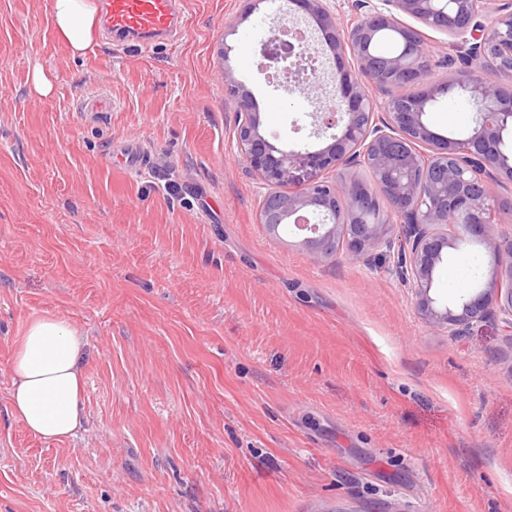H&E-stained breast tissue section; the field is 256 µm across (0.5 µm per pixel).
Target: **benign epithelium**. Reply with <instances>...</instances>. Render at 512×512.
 Returning <instances> with one entry per match:
<instances>
[{"instance_id":"1","label":"benign epithelium","mask_w":512,"mask_h":512,"mask_svg":"<svg viewBox=\"0 0 512 512\" xmlns=\"http://www.w3.org/2000/svg\"><path fill=\"white\" fill-rule=\"evenodd\" d=\"M314 26L321 45L336 62L328 84L317 87L325 100L312 113L319 146L285 149L263 133L261 112L251 91L224 67V106L237 116V147L258 179L272 188L263 201L260 222L278 235L282 224L310 213L300 246L319 263L345 252L361 259L383 244L385 228L397 216L408 226L410 263L403 275L412 285L417 307L433 327L452 329L482 319L496 305L512 326V237L494 222L492 212L512 213V198L494 195L499 177L512 180V0L500 4L492 23L494 0H354L353 20L343 25L328 0H290ZM408 16L448 34L460 49L464 71L443 74L419 94L394 96L391 89L425 83L439 63ZM384 30L397 33L394 52L380 56L375 45ZM261 47L278 62L300 59L309 48L282 42L284 53ZM351 56L356 69L342 65ZM493 68L500 80L484 78ZM462 102L475 114V126L461 137L434 132L426 114L436 103ZM362 163L381 189L388 208L379 207L369 187L358 180L330 181L326 174ZM290 182L288 193L277 187ZM477 242L492 258V276L468 296L440 300L432 294L434 275L448 250Z\"/></svg>"}]
</instances>
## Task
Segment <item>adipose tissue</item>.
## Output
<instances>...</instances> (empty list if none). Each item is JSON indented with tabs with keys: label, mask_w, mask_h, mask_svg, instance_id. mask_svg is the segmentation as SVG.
I'll return each instance as SVG.
<instances>
[{
	"label": "adipose tissue",
	"mask_w": 512,
	"mask_h": 512,
	"mask_svg": "<svg viewBox=\"0 0 512 512\" xmlns=\"http://www.w3.org/2000/svg\"><path fill=\"white\" fill-rule=\"evenodd\" d=\"M51 19L72 54L85 55L96 32L95 0H51ZM83 334L63 319L29 321L10 366L12 414L35 436H74L84 416Z\"/></svg>",
	"instance_id": "ef3b65f1"
}]
</instances>
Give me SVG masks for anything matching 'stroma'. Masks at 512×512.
Listing matches in <instances>:
<instances>
[{
	"label": "stroma",
	"instance_id": "stroma-1",
	"mask_svg": "<svg viewBox=\"0 0 512 512\" xmlns=\"http://www.w3.org/2000/svg\"><path fill=\"white\" fill-rule=\"evenodd\" d=\"M51 0H0V512H512V327L422 319L407 253L313 262L267 233V186L237 148L221 70L266 135L317 147L243 36L271 0H183L184 37L145 50L98 34L72 56ZM51 76L35 97L31 75ZM107 99L99 120L82 101ZM147 155L111 164L120 140ZM477 243L435 274L441 299L490 275ZM87 339L85 419L47 442L9 409L27 323ZM112 155H119L122 158L125 170L136 172L145 163V154L142 148L134 140H124L115 143L108 156L111 161Z\"/></svg>",
	"mask_w": 512,
	"mask_h": 512
}]
</instances>
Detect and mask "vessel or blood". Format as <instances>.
<instances>
[{"mask_svg":"<svg viewBox=\"0 0 512 512\" xmlns=\"http://www.w3.org/2000/svg\"><path fill=\"white\" fill-rule=\"evenodd\" d=\"M103 28L109 34L132 36L140 46L154 47L181 36L184 26L179 0H104ZM111 152L130 171L145 162L142 148L133 140L115 143Z\"/></svg>","mask_w":512,"mask_h":512,"instance_id":"vessel-or-blood-1","label":"vessel or blood"}]
</instances>
